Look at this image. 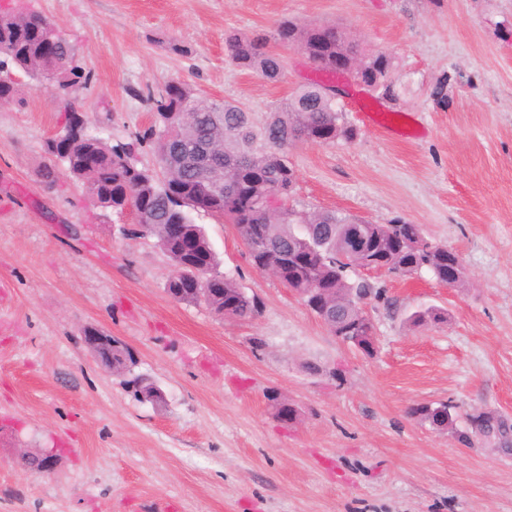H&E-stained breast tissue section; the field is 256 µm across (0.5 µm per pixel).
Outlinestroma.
<instances>
[{
  "label": "stroma",
  "instance_id": "1",
  "mask_svg": "<svg viewBox=\"0 0 512 512\" xmlns=\"http://www.w3.org/2000/svg\"><path fill=\"white\" fill-rule=\"evenodd\" d=\"M49 18L93 80L76 108L128 142L172 81L264 116L315 80L280 21L336 24L392 60L395 97L346 84L351 142L298 143L294 202L375 224L401 221L459 253L458 288L430 274L369 279L376 350L341 344L301 300L255 269L231 224L199 211L220 259L258 298L240 320L165 290L156 238L80 184L40 173L63 114L50 82L16 73L0 105V512H512V454L465 448L408 415L439 401L512 417V0H0ZM262 36L279 81L233 65L225 37ZM415 116L420 137L353 106ZM440 307L446 322L412 324ZM96 329L134 359L161 402L136 399L84 342ZM341 368V378L329 377ZM292 404L282 422L276 400ZM53 448L50 469L25 455Z\"/></svg>",
  "mask_w": 512,
  "mask_h": 512
}]
</instances>
